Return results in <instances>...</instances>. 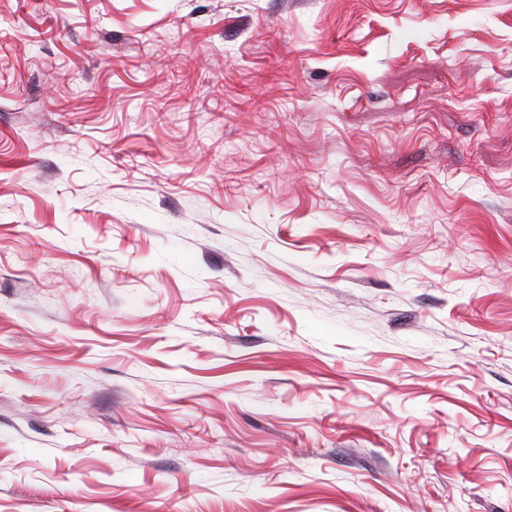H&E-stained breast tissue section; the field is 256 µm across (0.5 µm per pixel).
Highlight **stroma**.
Listing matches in <instances>:
<instances>
[{
    "label": "stroma",
    "instance_id": "1",
    "mask_svg": "<svg viewBox=\"0 0 512 512\" xmlns=\"http://www.w3.org/2000/svg\"><path fill=\"white\" fill-rule=\"evenodd\" d=\"M0 512H512V0H0Z\"/></svg>",
    "mask_w": 512,
    "mask_h": 512
}]
</instances>
